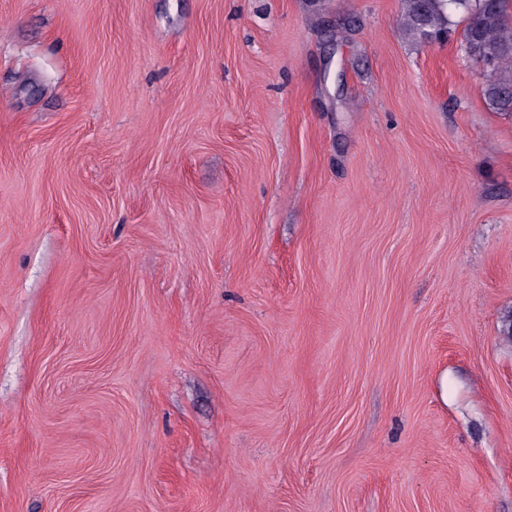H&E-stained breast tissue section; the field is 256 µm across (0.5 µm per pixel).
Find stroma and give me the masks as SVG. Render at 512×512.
I'll use <instances>...</instances> for the list:
<instances>
[{
    "label": "stroma",
    "instance_id": "obj_1",
    "mask_svg": "<svg viewBox=\"0 0 512 512\" xmlns=\"http://www.w3.org/2000/svg\"><path fill=\"white\" fill-rule=\"evenodd\" d=\"M402 0H0V512H512V117Z\"/></svg>",
    "mask_w": 512,
    "mask_h": 512
}]
</instances>
